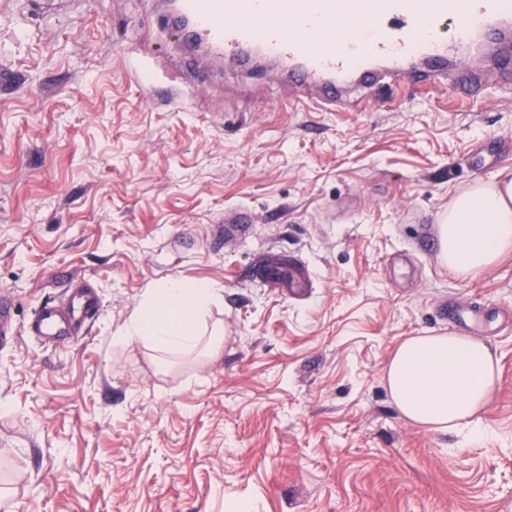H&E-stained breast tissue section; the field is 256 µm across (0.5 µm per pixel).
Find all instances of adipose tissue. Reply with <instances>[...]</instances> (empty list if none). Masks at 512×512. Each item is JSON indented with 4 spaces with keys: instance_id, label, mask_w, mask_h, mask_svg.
I'll return each instance as SVG.
<instances>
[{
    "instance_id": "ef3b65f1",
    "label": "adipose tissue",
    "mask_w": 512,
    "mask_h": 512,
    "mask_svg": "<svg viewBox=\"0 0 512 512\" xmlns=\"http://www.w3.org/2000/svg\"><path fill=\"white\" fill-rule=\"evenodd\" d=\"M438 232L439 260L458 276L495 265L502 255L512 253V180L480 182L455 195ZM221 292L213 282H165L153 290L124 338L149 343L167 354L194 351L204 341L219 348L221 337L202 338L200 321ZM496 364L489 347L469 336L412 337L392 356L387 387L410 421L458 429L473 425L489 402Z\"/></svg>"
}]
</instances>
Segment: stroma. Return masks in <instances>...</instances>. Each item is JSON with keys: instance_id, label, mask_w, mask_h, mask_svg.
<instances>
[{"instance_id": "stroma-1", "label": "stroma", "mask_w": 512, "mask_h": 512, "mask_svg": "<svg viewBox=\"0 0 512 512\" xmlns=\"http://www.w3.org/2000/svg\"><path fill=\"white\" fill-rule=\"evenodd\" d=\"M165 8L0 0V512H512V255L462 278L423 246L457 192L512 174V92L291 111L276 65L187 51ZM239 206L253 236L207 245ZM270 247L308 292L249 278ZM171 279L222 286L218 351L122 341ZM83 281L84 329L31 336ZM445 302L493 317L478 436L411 422L386 384L403 341L454 331ZM15 300L6 292L0 294V346L13 344L17 340L14 326Z\"/></svg>"}]
</instances>
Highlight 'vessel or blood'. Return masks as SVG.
<instances>
[{
    "label": "vessel or blood",
    "instance_id": "b4317fda",
    "mask_svg": "<svg viewBox=\"0 0 512 512\" xmlns=\"http://www.w3.org/2000/svg\"><path fill=\"white\" fill-rule=\"evenodd\" d=\"M192 22V37L217 57L246 59L248 50L281 63L290 82L318 83V98L290 100L293 109L350 112L352 87L428 92L458 50L494 55L500 81L512 85V0H178ZM481 74L461 71L449 97L472 101ZM254 222L244 209L213 225L217 242L246 238ZM254 278L280 287L278 257H258ZM98 306L90 288H79L62 306L46 305L33 318L38 335L51 336L67 324L86 322ZM15 301L0 293V346L14 343Z\"/></svg>",
    "mask_w": 512,
    "mask_h": 512
}]
</instances>
